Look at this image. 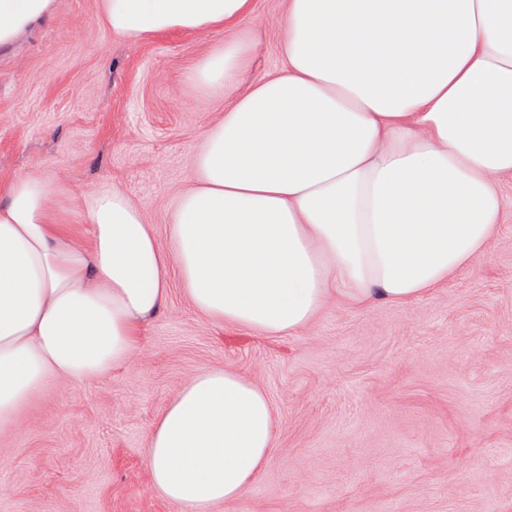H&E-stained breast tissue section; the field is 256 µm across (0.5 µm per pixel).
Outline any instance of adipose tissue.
<instances>
[{"instance_id":"1","label":"adipose tissue","mask_w":512,"mask_h":512,"mask_svg":"<svg viewBox=\"0 0 512 512\" xmlns=\"http://www.w3.org/2000/svg\"><path fill=\"white\" fill-rule=\"evenodd\" d=\"M56 8L0 0V50ZM100 17L134 44L227 32L187 74L226 105L166 243L111 185L77 204L36 175L0 190V429L49 380L128 363L171 283L209 322L276 335L333 303L421 298L485 255L512 175V0H287L267 75L240 33L254 0H100ZM275 429L258 385L203 368L148 432L151 485L211 512L249 490Z\"/></svg>"}]
</instances>
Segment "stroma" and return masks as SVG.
Returning a JSON list of instances; mask_svg holds the SVG:
<instances>
[{
  "label": "stroma",
  "mask_w": 512,
  "mask_h": 512,
  "mask_svg": "<svg viewBox=\"0 0 512 512\" xmlns=\"http://www.w3.org/2000/svg\"><path fill=\"white\" fill-rule=\"evenodd\" d=\"M284 4L256 0L257 73L282 63ZM214 40L133 45L99 0H58L0 52V180L36 174L76 199L111 184L164 230L224 110L186 80ZM499 191L486 256L408 304L332 305L270 337L201 318L171 286L127 365L50 382L0 431V512H179L150 486L146 435L206 366L258 384L276 415L252 488L215 512H512L511 176Z\"/></svg>",
  "instance_id": "35a3bbf8"
}]
</instances>
